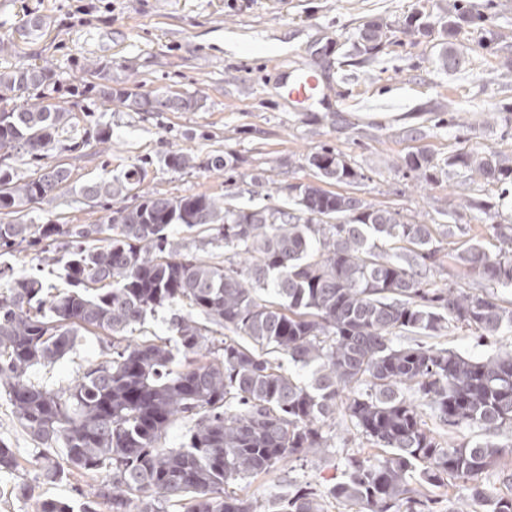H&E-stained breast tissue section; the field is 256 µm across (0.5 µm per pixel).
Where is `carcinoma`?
<instances>
[{"instance_id":"cac0c4a2","label":"carcinoma","mask_w":512,"mask_h":512,"mask_svg":"<svg viewBox=\"0 0 512 512\" xmlns=\"http://www.w3.org/2000/svg\"><path fill=\"white\" fill-rule=\"evenodd\" d=\"M456 21L419 13L402 33L430 35ZM391 25L373 20L355 48L376 54ZM93 80L58 86L47 67L0 71V159L48 156L55 135L75 128L64 102L94 95L132 112L190 109L176 93H132L112 86V66L92 60ZM319 181L355 184L364 175L339 151L309 156ZM175 171L197 167L188 150L170 152ZM427 185L437 164L427 154L405 158ZM485 181L512 185V158L497 151L462 150L450 162ZM70 171L46 164L28 178L0 164V256L51 246L70 289H52L34 274L0 265V391L33 441L26 459L43 483L77 471L89 476L96 501L83 512H327L335 501L355 512H433L427 487L462 480L485 512H512V497L482 482L512 480V352L466 356L428 339L451 327L489 340L512 328V302L495 288L512 287V226L492 224L502 243L490 252L471 245L458 254L468 273L494 287L482 293L439 285L422 269L439 261L447 224L402 222L398 212L361 197L308 183L290 187L281 206L238 207L221 196L144 192L132 207L110 212L103 224H29L22 207L36 198L52 204ZM138 165L83 184L89 201L123 199L138 189ZM224 243L239 262H210L184 250L171 235ZM187 308L171 318L175 336L135 339L147 315ZM227 330L218 340L215 334ZM100 331L105 357L65 386L31 380L52 368L82 336ZM411 334L413 344L393 338ZM308 371L301 378L279 357ZM430 410L441 427L486 435L454 444L426 426ZM344 416L378 456L351 454L341 478L321 488L295 485L273 499L242 498L229 486L277 464L334 447L325 423ZM187 421L177 448L166 437ZM21 467L0 437V473ZM35 512H73L62 499L35 501Z\"/></svg>"}]
</instances>
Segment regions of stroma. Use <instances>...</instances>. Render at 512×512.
Here are the masks:
<instances>
[{"instance_id":"obj_1","label":"stroma","mask_w":512,"mask_h":512,"mask_svg":"<svg viewBox=\"0 0 512 512\" xmlns=\"http://www.w3.org/2000/svg\"><path fill=\"white\" fill-rule=\"evenodd\" d=\"M489 20L460 25L448 36L459 59L443 71L434 60L438 35L400 33L419 11L454 14L456 0H0V39L15 48L0 54V70L48 66L63 85L85 81L84 62L111 64L123 86L142 92L196 95L186 112L114 111L94 97H72L74 133L60 137L53 162L69 169L70 184L56 204L29 205L27 217L43 224H99L104 204L84 200L80 187L139 165L143 190L185 196L207 193L239 206L278 205L289 188L315 182L312 153L333 148L364 178L330 184L399 210L419 224H451L441 243L434 279L481 289L455 256L478 242L495 250L487 216L469 201L499 203V221L512 224V192L500 184L470 180L448 165L461 149L512 156V0H479ZM34 15L42 30L18 37ZM378 18L397 33L377 55L353 47L359 28ZM314 66L333 87L329 97L296 110L278 87L283 72ZM112 129V147L84 141L98 126ZM78 149H71L73 139ZM193 151L199 168L175 171L164 159ZM431 155L440 169L428 190L416 188L405 157ZM220 155L225 169L208 168ZM103 357L98 337L83 336L76 351L54 368H35L33 381L64 385ZM339 459L287 462L236 484L242 497H272L289 482L325 484L340 476Z\"/></svg>"}]
</instances>
